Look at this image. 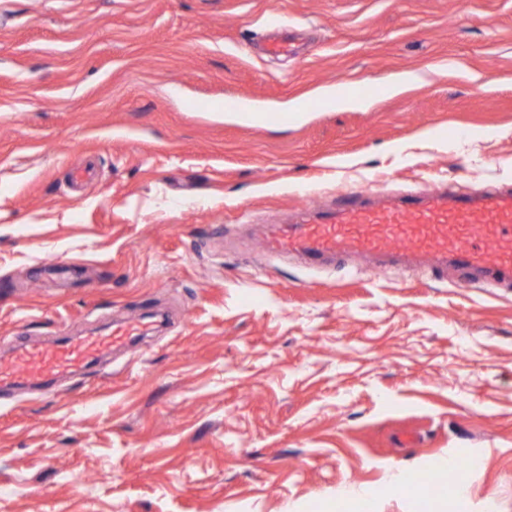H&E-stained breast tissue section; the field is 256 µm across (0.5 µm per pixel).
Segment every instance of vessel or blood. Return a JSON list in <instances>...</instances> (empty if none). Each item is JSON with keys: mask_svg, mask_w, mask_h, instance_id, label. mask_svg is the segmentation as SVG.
<instances>
[{"mask_svg": "<svg viewBox=\"0 0 512 512\" xmlns=\"http://www.w3.org/2000/svg\"><path fill=\"white\" fill-rule=\"evenodd\" d=\"M285 22L271 24L264 49L292 56L296 49ZM273 256L298 255L320 264L347 255L400 254L448 265L496 280L512 279V186L495 188L427 184L373 200L368 188H349L328 208L297 206L293 218L263 234ZM141 323L128 322L104 336H76L51 347L33 345L12 362L0 361V386L35 383L82 370L137 337Z\"/></svg>", "mask_w": 512, "mask_h": 512, "instance_id": "vessel-or-blood-1", "label": "vessel or blood"}]
</instances>
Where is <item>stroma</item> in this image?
I'll return each mask as SVG.
<instances>
[{"label":"stroma","mask_w":512,"mask_h":512,"mask_svg":"<svg viewBox=\"0 0 512 512\" xmlns=\"http://www.w3.org/2000/svg\"><path fill=\"white\" fill-rule=\"evenodd\" d=\"M274 15L308 52H260ZM462 175L512 184V0H0V340L169 315L0 390V512H512V289L258 241L308 198ZM431 469L423 506L389 482Z\"/></svg>","instance_id":"stroma-1"}]
</instances>
